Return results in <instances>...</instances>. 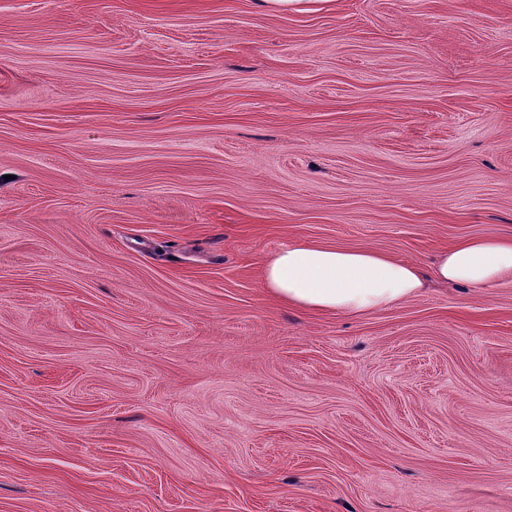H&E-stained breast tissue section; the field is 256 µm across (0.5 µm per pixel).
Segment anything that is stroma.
<instances>
[{
  "mask_svg": "<svg viewBox=\"0 0 512 512\" xmlns=\"http://www.w3.org/2000/svg\"><path fill=\"white\" fill-rule=\"evenodd\" d=\"M469 237L512 238V0H0V512H512V283L260 280ZM261 282L288 307L348 316L396 306L427 284L413 263L304 239L282 244L264 263Z\"/></svg>",
  "mask_w": 512,
  "mask_h": 512,
  "instance_id": "obj_1",
  "label": "stroma"
}]
</instances>
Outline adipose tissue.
I'll use <instances>...</instances> for the list:
<instances>
[{
    "label": "adipose tissue",
    "instance_id": "obj_1",
    "mask_svg": "<svg viewBox=\"0 0 512 512\" xmlns=\"http://www.w3.org/2000/svg\"><path fill=\"white\" fill-rule=\"evenodd\" d=\"M431 280L472 289L512 282V239L460 240L427 274L378 251L295 239L282 244L261 272L263 288L288 307L348 316L396 306Z\"/></svg>",
    "mask_w": 512,
    "mask_h": 512
}]
</instances>
